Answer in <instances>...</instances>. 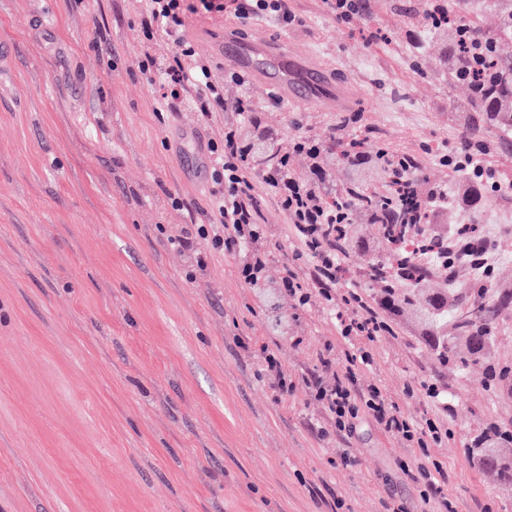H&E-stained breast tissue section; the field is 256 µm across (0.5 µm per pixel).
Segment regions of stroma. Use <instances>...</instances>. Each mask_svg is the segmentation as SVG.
<instances>
[{"mask_svg": "<svg viewBox=\"0 0 512 512\" xmlns=\"http://www.w3.org/2000/svg\"><path fill=\"white\" fill-rule=\"evenodd\" d=\"M424 5L362 0L341 22L328 0H288L290 26L231 5L189 14L185 34L224 86L206 121L191 101L165 106L164 77L135 64L144 0H0V39L15 46L0 69V512H422L409 473L434 460L454 512H512V488L466 454L485 428L512 429V377L493 388L485 366L440 363L411 314L385 310L358 384L421 423L452 403V439L409 448L368 419L323 435L306 381L324 342L340 368L347 347L325 301L299 307L281 285L298 241L273 192H256L267 287L240 279L243 248L208 251L200 268L167 242L207 223L208 144L245 122V98L282 146L370 127L368 150L414 155L420 189L448 196L436 222L491 227L496 279L511 288L512 193L460 207V179L438 155L482 143L484 169L512 179V130L455 112L466 87L439 66L440 39L408 23ZM46 12L47 31L32 21ZM228 36L321 68L345 105L293 103L252 73L232 80ZM349 236L334 289L379 303L367 280L377 227L358 219ZM267 351L292 391L272 387Z\"/></svg>", "mask_w": 512, "mask_h": 512, "instance_id": "stroma-1", "label": "stroma"}]
</instances>
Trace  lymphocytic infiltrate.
Returning a JSON list of instances; mask_svg holds the SVG:
<instances>
[{
  "instance_id": "f902f5d3",
  "label": "lymphocytic infiltrate",
  "mask_w": 512,
  "mask_h": 512,
  "mask_svg": "<svg viewBox=\"0 0 512 512\" xmlns=\"http://www.w3.org/2000/svg\"><path fill=\"white\" fill-rule=\"evenodd\" d=\"M184 0H146L143 29L147 35H159L174 47L171 55L139 60L142 72H161L167 80L166 103H173L194 93V102L203 116L224 107V87L210 78L211 65L201 56L184 34ZM216 182L219 186L214 198V214L208 224L198 225L195 233L169 237V244L183 251L197 250L200 241H209L212 248L221 249L262 239L263 225L258 224V210L254 197L253 173L243 152L242 140L236 129L224 131L221 141L211 143ZM267 184L278 197L302 245L303 253L314 261L310 281L288 272L282 285L299 306L312 302L311 282H335L342 270L343 258L336 247V229L339 216L323 204L321 191L312 181H298L277 174L266 177ZM448 250L452 253L475 252L476 257L466 266V278H459L457 270L448 273L452 288H471L495 269L499 252L493 236L482 235L473 241L448 234ZM325 301L336 311V326L348 345V366L336 372L328 354H321L324 374L309 381L312 395L324 409L329 423L336 431L351 429L359 413L370 415L387 434L410 448H425L447 443L449 432L444 421L429 420L417 423L406 417L393 398L383 395L374 385L358 387L356 369L369 367L373 355L369 345L385 333L387 323L368 304L358 290L350 289L335 295L323 291Z\"/></svg>"
}]
</instances>
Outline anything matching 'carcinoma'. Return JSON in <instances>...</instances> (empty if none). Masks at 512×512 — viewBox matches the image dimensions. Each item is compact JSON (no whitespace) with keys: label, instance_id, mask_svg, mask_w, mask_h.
Segmentation results:
<instances>
[{"label":"carcinoma","instance_id":"obj_1","mask_svg":"<svg viewBox=\"0 0 512 512\" xmlns=\"http://www.w3.org/2000/svg\"><path fill=\"white\" fill-rule=\"evenodd\" d=\"M486 8L500 16V31L463 35L457 30L455 13L448 0H429L421 16L411 18L420 32H437L444 42L439 64L448 77L469 88V96L461 112H479L493 124L512 128V59L502 57L500 33L512 31V9L501 7V0H485ZM247 161L266 173H288V151L274 140L269 130L251 123L244 133ZM376 134L364 130L351 141L339 139L328 149L307 154L312 178H319L324 168L341 163L354 169L356 176L344 187L342 196L354 202V208L369 224L377 225L390 265L375 262L370 276L380 284L381 304L391 310L411 308L424 324L425 336L437 358L448 363L458 361L465 366L485 362V343L491 341L501 316L512 305V291L491 287L495 275L486 281L488 288H472L485 307L478 314L463 318L458 296L448 289L425 288L431 275L442 267L454 266L459 257L448 253L446 236L417 232L418 224H429L433 217L432 192L413 193L406 188L407 173L416 166V159L407 154L395 155L384 142L376 150L364 152L365 143ZM460 180L467 185V202L477 208L486 196L501 189L498 175L484 172L477 175L470 166L456 167ZM453 326L454 338L444 328ZM483 466L497 473L501 482L512 487V461L506 460L498 448H469Z\"/></svg>","mask_w":512,"mask_h":512}]
</instances>
